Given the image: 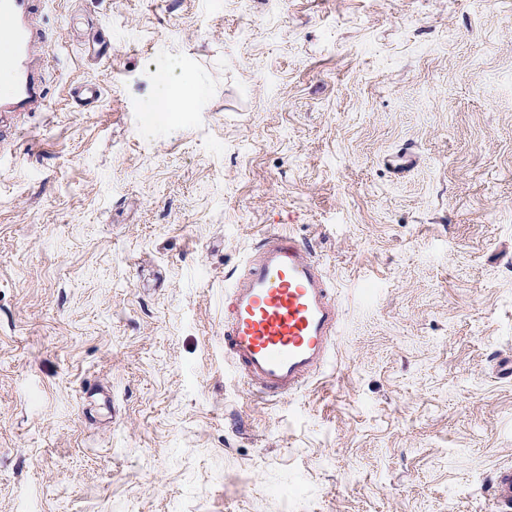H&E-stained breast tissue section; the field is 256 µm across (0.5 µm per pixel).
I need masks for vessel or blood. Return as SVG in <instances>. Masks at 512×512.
<instances>
[{
  "mask_svg": "<svg viewBox=\"0 0 512 512\" xmlns=\"http://www.w3.org/2000/svg\"><path fill=\"white\" fill-rule=\"evenodd\" d=\"M36 0H0V67L15 78L0 112H27L44 100L31 66L43 36L32 23ZM340 323L334 288L304 240L265 234L224 291V355L251 395L278 400L295 394L331 361ZM496 512H512V466L493 479Z\"/></svg>",
  "mask_w": 512,
  "mask_h": 512,
  "instance_id": "obj_1",
  "label": "vessel or blood"
}]
</instances>
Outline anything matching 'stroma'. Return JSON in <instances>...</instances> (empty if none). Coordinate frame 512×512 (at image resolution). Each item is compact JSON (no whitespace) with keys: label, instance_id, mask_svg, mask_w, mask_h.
Listing matches in <instances>:
<instances>
[{"label":"stroma","instance_id":"35a3bbf8","mask_svg":"<svg viewBox=\"0 0 512 512\" xmlns=\"http://www.w3.org/2000/svg\"><path fill=\"white\" fill-rule=\"evenodd\" d=\"M36 23L46 99L0 118V512H495L512 0H41ZM175 61L188 112L149 102ZM281 230L341 322L332 366L263 402L224 357V275Z\"/></svg>","mask_w":512,"mask_h":512}]
</instances>
